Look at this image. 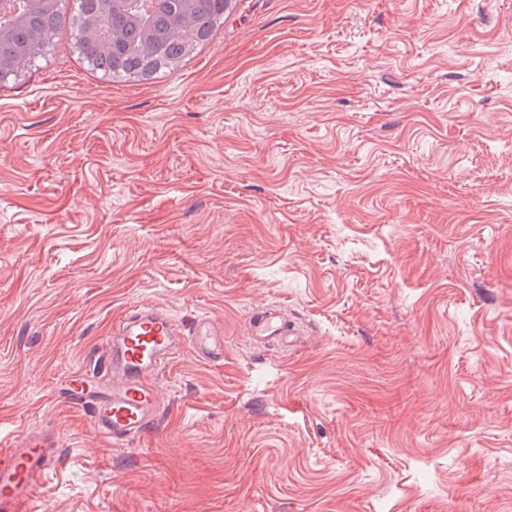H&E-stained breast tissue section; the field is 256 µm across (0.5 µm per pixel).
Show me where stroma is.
I'll return each instance as SVG.
<instances>
[{"label":"stroma","instance_id":"stroma-1","mask_svg":"<svg viewBox=\"0 0 512 512\" xmlns=\"http://www.w3.org/2000/svg\"><path fill=\"white\" fill-rule=\"evenodd\" d=\"M114 79L69 29L0 82V433L34 512H512V0H233ZM224 323L113 448L56 382L112 321ZM287 312L288 350L251 312ZM63 440L45 428H26L0 439V511L32 512L30 505L56 468Z\"/></svg>","mask_w":512,"mask_h":512}]
</instances>
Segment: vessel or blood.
Returning a JSON list of instances; mask_svg holds the SVG:
<instances>
[{
    "instance_id": "obj_1",
    "label": "vessel or blood",
    "mask_w": 512,
    "mask_h": 512,
    "mask_svg": "<svg viewBox=\"0 0 512 512\" xmlns=\"http://www.w3.org/2000/svg\"><path fill=\"white\" fill-rule=\"evenodd\" d=\"M296 328L277 308L256 311L249 321L255 343L287 345ZM206 363L224 362V326L209 316L181 330L167 309L135 305L112 324L92 371H76L55 390L59 402L85 411L94 433L125 447L154 427L163 407L155 379L180 347ZM63 440L45 428H27L0 439V512H30V505L60 459Z\"/></svg>"
}]
</instances>
